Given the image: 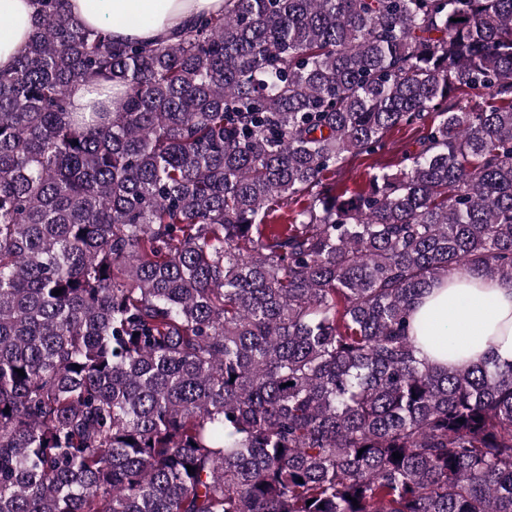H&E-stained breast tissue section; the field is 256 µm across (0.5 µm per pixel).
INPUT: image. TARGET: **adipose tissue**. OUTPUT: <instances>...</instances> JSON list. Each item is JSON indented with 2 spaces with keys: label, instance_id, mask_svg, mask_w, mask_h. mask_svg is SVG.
<instances>
[{
  "label": "adipose tissue",
  "instance_id": "1",
  "mask_svg": "<svg viewBox=\"0 0 512 512\" xmlns=\"http://www.w3.org/2000/svg\"><path fill=\"white\" fill-rule=\"evenodd\" d=\"M224 0H70L72 14L117 40L166 37ZM32 0H0V70L10 69L32 30ZM418 356L466 367L488 356L512 362V281L468 273L433 284L415 306Z\"/></svg>",
  "mask_w": 512,
  "mask_h": 512
}]
</instances>
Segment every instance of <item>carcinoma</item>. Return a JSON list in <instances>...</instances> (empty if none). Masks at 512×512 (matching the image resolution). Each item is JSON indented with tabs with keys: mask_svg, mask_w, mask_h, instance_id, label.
I'll use <instances>...</instances> for the list:
<instances>
[{
	"mask_svg": "<svg viewBox=\"0 0 512 512\" xmlns=\"http://www.w3.org/2000/svg\"><path fill=\"white\" fill-rule=\"evenodd\" d=\"M34 2L0 71V512H512V362L429 365L412 325L454 272L512 280V0H224L151 44ZM418 134L406 127H396L388 131L384 137L383 146L375 153L362 154L351 158L336 174H327L330 182L343 185L349 191L357 190L365 185L373 173L386 169H395V165L404 161V158L418 149L416 140Z\"/></svg>",
	"mask_w": 512,
	"mask_h": 512,
	"instance_id": "obj_1",
	"label": "carcinoma"
}]
</instances>
